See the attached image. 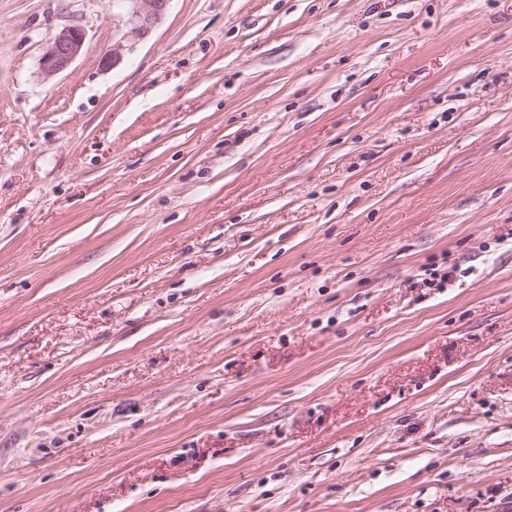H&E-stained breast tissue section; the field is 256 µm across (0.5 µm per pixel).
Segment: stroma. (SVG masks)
<instances>
[{"label": "stroma", "mask_w": 512, "mask_h": 512, "mask_svg": "<svg viewBox=\"0 0 512 512\" xmlns=\"http://www.w3.org/2000/svg\"><path fill=\"white\" fill-rule=\"evenodd\" d=\"M129 8L0 0V512H512V0ZM170 0H128L132 2V10L127 24L129 33L138 37L148 35L161 22ZM85 41V32L78 25H69L49 43L40 58V69L47 77L67 70L80 54Z\"/></svg>", "instance_id": "stroma-1"}]
</instances>
